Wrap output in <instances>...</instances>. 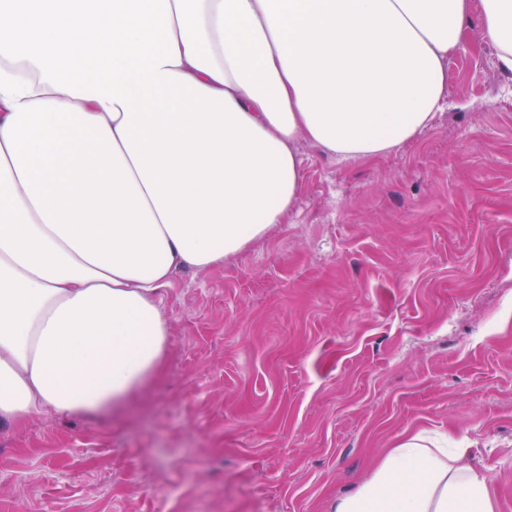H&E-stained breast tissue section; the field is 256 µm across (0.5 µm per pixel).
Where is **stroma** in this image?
I'll return each mask as SVG.
<instances>
[{
    "mask_svg": "<svg viewBox=\"0 0 512 512\" xmlns=\"http://www.w3.org/2000/svg\"><path fill=\"white\" fill-rule=\"evenodd\" d=\"M454 57L416 141L355 162L300 144L287 221L178 275L158 377L0 428V512H330L419 430L512 512V73L474 27Z\"/></svg>",
    "mask_w": 512,
    "mask_h": 512,
    "instance_id": "1",
    "label": "stroma"
}]
</instances>
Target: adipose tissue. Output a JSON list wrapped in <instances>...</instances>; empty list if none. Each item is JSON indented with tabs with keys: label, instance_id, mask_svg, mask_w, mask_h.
<instances>
[{
	"label": "adipose tissue",
	"instance_id": "ef3b65f1",
	"mask_svg": "<svg viewBox=\"0 0 512 512\" xmlns=\"http://www.w3.org/2000/svg\"><path fill=\"white\" fill-rule=\"evenodd\" d=\"M474 8L512 72V0H0V426L158 376L177 276L286 220L298 140L433 125ZM489 483L418 431L331 512H494Z\"/></svg>",
	"mask_w": 512,
	"mask_h": 512
}]
</instances>
